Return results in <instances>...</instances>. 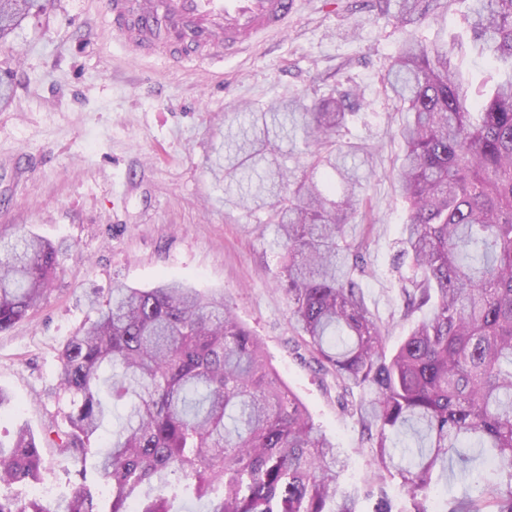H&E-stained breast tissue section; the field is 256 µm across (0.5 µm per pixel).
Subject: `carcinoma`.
<instances>
[{"mask_svg":"<svg viewBox=\"0 0 512 512\" xmlns=\"http://www.w3.org/2000/svg\"><path fill=\"white\" fill-rule=\"evenodd\" d=\"M395 2L404 35L383 84L407 112L398 259L412 270L404 317L427 315L394 351L362 296L367 235L350 234L371 151L340 139L348 94L252 113L228 134L224 157L225 176L255 173L247 201L272 211L292 327L337 385L364 395L375 470L344 485L340 449L224 298L162 281L90 300L97 317L60 351L67 426L41 440L20 426L0 442V512H175L190 495L208 498L207 512H362L386 474L408 493L403 512H512V0H469L474 44L503 68L489 94L458 77L455 45L415 39L412 27L440 0ZM38 5L0 0V41ZM290 127L306 136L297 174L273 164ZM58 253L19 225L0 226V333L43 299ZM113 416L106 450L91 447ZM407 429L415 449L397 448ZM45 448L80 477L55 510L1 491L43 483ZM486 452L499 480L431 508L448 463L467 471Z\"/></svg>","mask_w":512,"mask_h":512,"instance_id":"carcinoma-1","label":"carcinoma"}]
</instances>
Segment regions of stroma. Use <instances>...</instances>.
Wrapping results in <instances>:
<instances>
[{"mask_svg":"<svg viewBox=\"0 0 512 512\" xmlns=\"http://www.w3.org/2000/svg\"><path fill=\"white\" fill-rule=\"evenodd\" d=\"M463 0L439 7L413 32L427 43L464 30ZM401 38L396 21L371 0H298L287 33L210 67L138 58L113 40L99 0H45L0 48V225L23 224L59 249L40 306L0 333V387L17 405L0 415V438L18 425L42 433L65 424L55 393L59 350L93 310L84 299L118 285L150 288L174 280L224 297L259 336L267 357L348 462L344 485L372 465L352 404L319 370L289 322L277 284L282 249L265 207L235 205L224 177V116L247 117L269 103L317 100L354 88L368 103L344 139L366 144L374 176L365 183L371 270L365 301L388 347L404 339L402 269L396 253L405 203L393 179L406 115L381 78Z\"/></svg>","mask_w":512,"mask_h":512,"instance_id":"35a3bbf8","label":"stroma"}]
</instances>
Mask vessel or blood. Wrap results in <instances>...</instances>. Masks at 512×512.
<instances>
[{
	"mask_svg": "<svg viewBox=\"0 0 512 512\" xmlns=\"http://www.w3.org/2000/svg\"><path fill=\"white\" fill-rule=\"evenodd\" d=\"M113 38L137 54L180 63V51L209 61L251 47L288 27L296 0H101Z\"/></svg>",
	"mask_w": 512,
	"mask_h": 512,
	"instance_id": "b4317fda",
	"label": "vessel or blood"
}]
</instances>
